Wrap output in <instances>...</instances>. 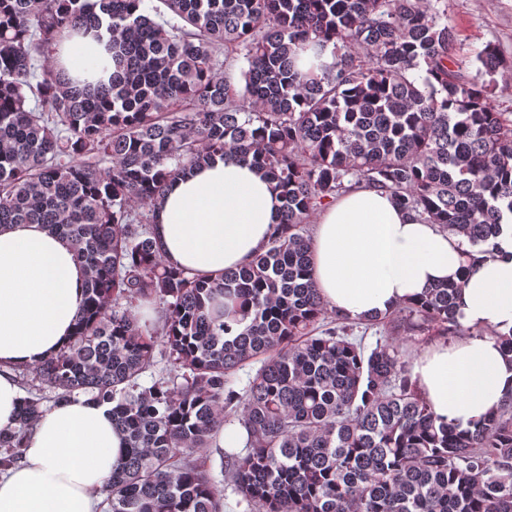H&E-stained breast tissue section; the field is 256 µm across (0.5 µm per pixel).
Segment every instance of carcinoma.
<instances>
[{"label": "carcinoma", "mask_w": 512, "mask_h": 512, "mask_svg": "<svg viewBox=\"0 0 512 512\" xmlns=\"http://www.w3.org/2000/svg\"><path fill=\"white\" fill-rule=\"evenodd\" d=\"M145 2L0 0V227L45 225L87 275L72 339L21 369L0 469L47 390L53 405L108 406L126 436L105 512H224L199 452L236 420L246 453L224 454L221 473L259 512H512V401L471 428L436 423L402 351L353 339L357 322L309 276L308 218L361 185L462 237L466 263L499 251L512 113L456 69L447 14L429 0H157L179 26ZM90 30L109 36L107 83L68 77L52 55ZM329 42L322 73L298 68ZM224 46L243 51L241 90L217 72ZM217 157L252 158L283 207L265 251L206 277L169 265L151 227L167 184ZM460 287L365 326L447 342L463 332Z\"/></svg>", "instance_id": "1"}]
</instances>
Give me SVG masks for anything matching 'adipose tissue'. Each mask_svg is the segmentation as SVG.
<instances>
[{
    "mask_svg": "<svg viewBox=\"0 0 512 512\" xmlns=\"http://www.w3.org/2000/svg\"><path fill=\"white\" fill-rule=\"evenodd\" d=\"M71 76L107 78L112 60L93 37L64 41ZM282 201L250 162L216 160L176 178L155 205L152 228L168 263L201 275L246 264L279 224ZM501 251L461 274L459 239L416 221L388 192L349 191L320 214L312 278L330 309L352 320L391 311L438 283L462 280L461 335L434 343L413 364L421 396L460 427L512 395V230ZM85 271L68 243L39 224L0 228V430L13 429L23 394L16 369L54 356L85 303ZM107 406L80 396L40 414L23 458L0 473V512H94L125 453Z\"/></svg>",
    "mask_w": 512,
    "mask_h": 512,
    "instance_id": "adipose-tissue-1",
    "label": "adipose tissue"
}]
</instances>
